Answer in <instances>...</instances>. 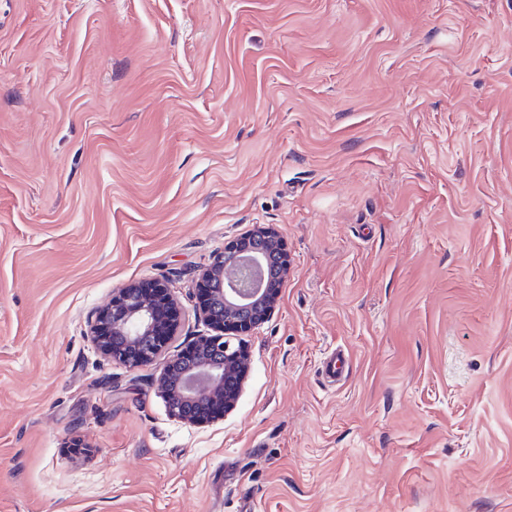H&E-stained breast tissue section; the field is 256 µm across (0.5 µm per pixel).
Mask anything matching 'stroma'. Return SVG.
Wrapping results in <instances>:
<instances>
[{
	"label": "stroma",
	"mask_w": 512,
	"mask_h": 512,
	"mask_svg": "<svg viewBox=\"0 0 512 512\" xmlns=\"http://www.w3.org/2000/svg\"><path fill=\"white\" fill-rule=\"evenodd\" d=\"M259 226L238 402L176 421L88 320L209 335ZM0 512H512V0H0ZM181 315L179 303L164 283L129 284L96 309L88 336L103 356L135 369L151 363L167 347ZM116 336L123 337L122 344H116ZM347 366V358L342 350H336L322 363V376L332 385L340 384Z\"/></svg>",
	"instance_id": "35a3bbf8"
}]
</instances>
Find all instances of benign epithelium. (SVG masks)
<instances>
[{"label":"benign epithelium","mask_w":512,"mask_h":512,"mask_svg":"<svg viewBox=\"0 0 512 512\" xmlns=\"http://www.w3.org/2000/svg\"><path fill=\"white\" fill-rule=\"evenodd\" d=\"M288 250L273 230L256 231L224 245V256L201 275L207 295L202 311L218 334L182 345L168 355L161 387L170 417L204 426L235 406L247 354L231 338L264 323L278 305ZM181 307L156 280L126 285L96 309L89 336L106 358L135 369L151 363L180 322Z\"/></svg>","instance_id":"1"}]
</instances>
